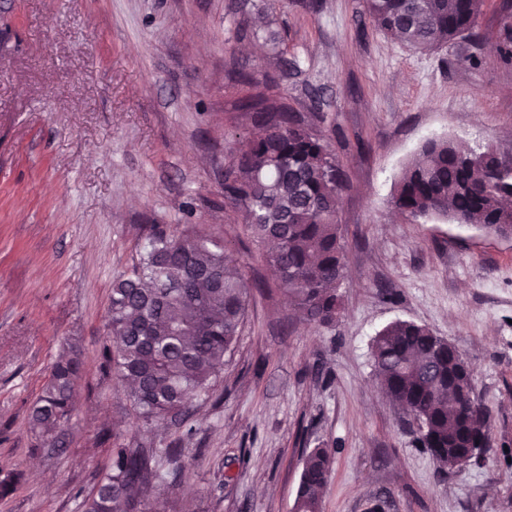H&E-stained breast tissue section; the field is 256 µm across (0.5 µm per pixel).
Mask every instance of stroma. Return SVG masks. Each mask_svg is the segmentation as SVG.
<instances>
[{
	"instance_id": "obj_1",
	"label": "stroma",
	"mask_w": 512,
	"mask_h": 512,
	"mask_svg": "<svg viewBox=\"0 0 512 512\" xmlns=\"http://www.w3.org/2000/svg\"><path fill=\"white\" fill-rule=\"evenodd\" d=\"M504 0L473 36L418 52L364 0H0V512H83L115 445L180 442L189 466L143 512H293L303 458L335 455L321 512H512V240L389 205L432 138L512 153ZM246 72L328 143L347 176L334 323L298 317L242 219L224 164L257 129ZM223 240L251 288L218 399L147 426L103 366L116 276L150 225ZM430 329L491 413L484 460L438 465L380 389L376 334ZM83 375L51 439L28 417L53 364Z\"/></svg>"
}]
</instances>
